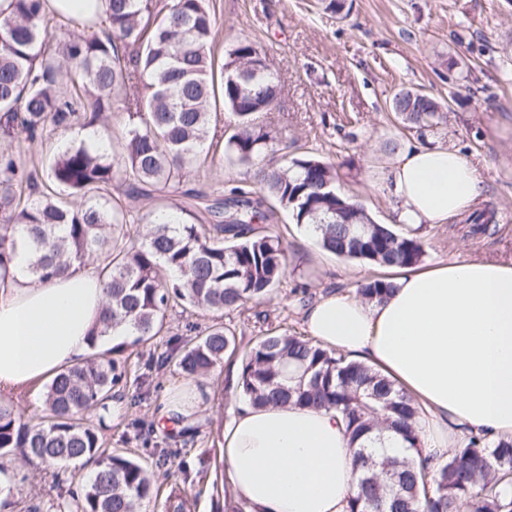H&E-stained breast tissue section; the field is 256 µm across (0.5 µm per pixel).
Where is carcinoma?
Returning a JSON list of instances; mask_svg holds the SVG:
<instances>
[{"mask_svg": "<svg viewBox=\"0 0 512 512\" xmlns=\"http://www.w3.org/2000/svg\"><path fill=\"white\" fill-rule=\"evenodd\" d=\"M44 0H11L0 12V112L33 144L76 123L107 119L118 99L136 94L119 137L107 150L81 140L37 176L24 150L0 157V276L21 252L29 276L50 280L75 264L97 263L106 303L103 334L112 348L56 374L42 410L28 414L0 403V452L15 451L48 467L80 461L94 474L58 512H147L158 497L153 473L124 452L103 447L104 414L114 387L127 380L134 348L161 335L174 307L235 311L269 301L286 277V247L258 231L273 215L268 200L291 211L326 253L381 268L416 266L421 241L376 223L364 205L336 192L335 166L295 157L272 166L275 136L259 114L279 86L249 38H238L224 59L211 46L215 18L209 0H106L87 24L43 7ZM236 117L224 138L222 112ZM399 123L434 128L444 107L426 93L401 89L391 99ZM252 173L247 185L217 195L193 222H147L112 195L151 202L180 191L191 171H206L218 147ZM392 291L383 278L358 288L369 302ZM236 351L235 334L216 323L181 347L158 356L187 379L208 374ZM237 388L254 406L295 403L333 410L346 423L356 452L357 493L350 512H512V438L469 434L447 457L385 456L384 432L416 449L424 410L393 381L297 332L265 336L241 360Z\"/></svg>", "mask_w": 512, "mask_h": 512, "instance_id": "carcinoma-1", "label": "carcinoma"}]
</instances>
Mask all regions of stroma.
Instances as JSON below:
<instances>
[{
  "label": "stroma",
  "instance_id": "1",
  "mask_svg": "<svg viewBox=\"0 0 512 512\" xmlns=\"http://www.w3.org/2000/svg\"><path fill=\"white\" fill-rule=\"evenodd\" d=\"M216 18L215 56L236 38L259 46L279 81V94L263 121L282 137L289 157L315 156L336 167L339 194L360 197L379 224L395 225L396 201L379 175L393 149L406 143L454 148L476 168L493 213L492 229L479 224H438L425 229L423 266L512 257V0H347L342 13L322 0H210ZM401 89H420L447 105V121L419 132L397 122L390 100ZM125 109L115 104L107 122L56 131L31 145L49 160L81 139L111 137ZM244 168L215 157L208 172L191 174L186 187L210 193L249 182ZM290 248L287 275L274 299L214 313L174 309L155 345L133 355L134 381L116 387L113 412L103 430L106 447L134 455L154 472L161 489L178 484L186 512H225L231 492L223 480L222 427L239 401L228 378L242 353L266 334L304 331L308 303L332 292H354L378 275L373 265L323 252L290 212L276 209L264 225ZM221 323L236 336L237 353L208 375L193 426L170 431L158 412L186 383L174 366L156 368L167 339L196 336ZM149 426L137 435L135 420ZM12 512H55L73 485H54L50 470L17 455Z\"/></svg>",
  "mask_w": 512,
  "mask_h": 512
}]
</instances>
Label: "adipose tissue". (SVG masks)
<instances>
[{
	"label": "adipose tissue",
	"instance_id": "obj_1",
	"mask_svg": "<svg viewBox=\"0 0 512 512\" xmlns=\"http://www.w3.org/2000/svg\"><path fill=\"white\" fill-rule=\"evenodd\" d=\"M397 222L414 231L474 211L477 170L454 149L409 144L385 176ZM17 256L0 281V399L80 364L104 304L95 269L42 282ZM381 303L331 293L306 311L309 336L391 378L425 409L419 433L441 457L464 434L512 436V261L401 267ZM227 483L246 512H348L355 449L335 412L242 401L224 423Z\"/></svg>",
	"mask_w": 512,
	"mask_h": 512
}]
</instances>
